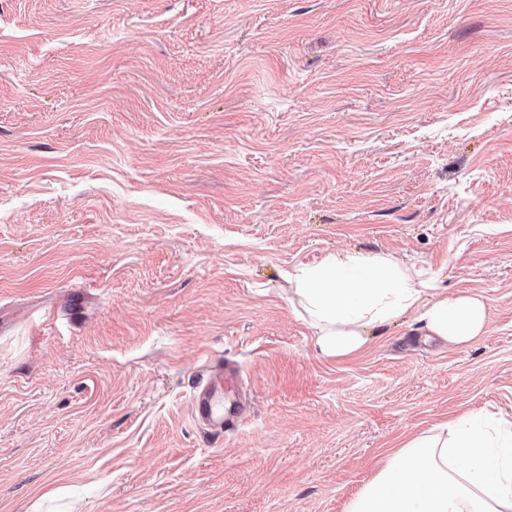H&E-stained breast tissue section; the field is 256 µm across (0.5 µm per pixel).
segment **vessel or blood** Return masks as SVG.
Here are the masks:
<instances>
[{"mask_svg": "<svg viewBox=\"0 0 512 512\" xmlns=\"http://www.w3.org/2000/svg\"><path fill=\"white\" fill-rule=\"evenodd\" d=\"M236 384L237 373L234 368L221 364L208 367L203 384L196 388L193 395L195 419L220 433L241 426L246 420L245 414L224 408V390Z\"/></svg>", "mask_w": 512, "mask_h": 512, "instance_id": "vessel-or-blood-1", "label": "vessel or blood"}]
</instances>
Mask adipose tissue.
I'll return each instance as SVG.
<instances>
[{
  "instance_id": "adipose-tissue-1",
  "label": "adipose tissue",
  "mask_w": 512,
  "mask_h": 512,
  "mask_svg": "<svg viewBox=\"0 0 512 512\" xmlns=\"http://www.w3.org/2000/svg\"><path fill=\"white\" fill-rule=\"evenodd\" d=\"M290 287L329 357L356 353L407 315L453 345L483 336L489 322L481 295L427 287L386 253L331 255L296 270ZM347 512H512V420L465 414L408 439Z\"/></svg>"
}]
</instances>
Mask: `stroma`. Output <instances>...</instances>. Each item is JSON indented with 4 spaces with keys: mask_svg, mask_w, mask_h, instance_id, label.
I'll return each mask as SVG.
<instances>
[{
    "mask_svg": "<svg viewBox=\"0 0 512 512\" xmlns=\"http://www.w3.org/2000/svg\"><path fill=\"white\" fill-rule=\"evenodd\" d=\"M351 251L488 335L322 355L288 273ZM467 412L512 417V0H0V512H345ZM204 379L193 395L195 419L220 433L241 426L246 420L244 412L229 410L224 413V386L228 389L236 386L238 378L235 369L224 364L209 366Z\"/></svg>",
    "mask_w": 512,
    "mask_h": 512,
    "instance_id": "35a3bbf8",
    "label": "stroma"
}]
</instances>
